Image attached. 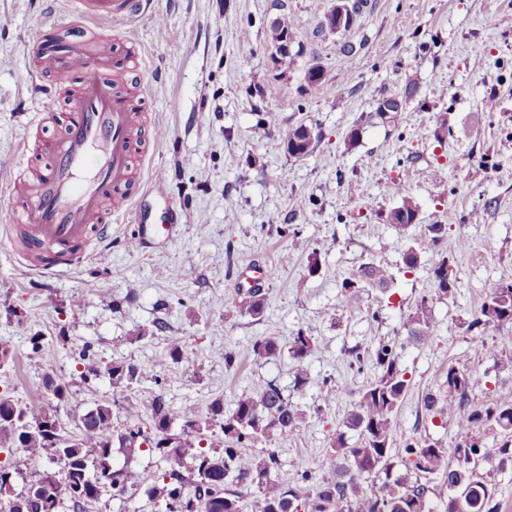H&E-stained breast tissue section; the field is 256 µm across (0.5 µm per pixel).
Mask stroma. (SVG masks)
Instances as JSON below:
<instances>
[{"label":"stroma","instance_id":"35a3bbf8","mask_svg":"<svg viewBox=\"0 0 512 512\" xmlns=\"http://www.w3.org/2000/svg\"><path fill=\"white\" fill-rule=\"evenodd\" d=\"M335 2L148 0L139 16L109 23L117 53L139 48L138 102L165 131L136 167L144 183L164 171L169 197L142 194L137 205L156 224L174 207L178 231L133 251L129 223H114L106 261L90 244L69 271L47 277L0 234V345L14 358L0 391L43 401L51 374L70 384L61 414L68 424L105 399L122 423L146 431L151 393L163 395L179 423L205 415L217 398L233 409L255 381L273 380L304 415L271 445L279 479L294 484L305 472L328 475L325 450L376 376L370 359L352 357L354 347L397 346L410 381L396 415L399 455L410 436L453 447L455 426L422 409L425 394L443 393L449 367L470 374L472 404L512 388V324L470 326L490 287L512 281V0H364L351 28L333 32L321 24ZM70 14V0H0V164L19 162L37 105L27 45L46 19L65 24ZM285 15L295 24L286 69L274 64L270 40ZM315 64L329 93L307 84ZM410 82L416 91L402 111L380 119L378 101L404 94ZM302 123L321 142L296 158L284 135ZM404 193L418 216L401 231L386 217ZM431 224L446 227L435 248L425 242ZM286 225L296 237L282 234ZM416 243L420 262L409 269L403 255ZM438 251L448 254L456 284L435 299L436 332L423 344L405 322L422 297H433ZM369 262L387 266L394 280L350 301L343 283ZM265 269L273 275L261 283L264 316L230 308L238 283ZM300 330L320 350L308 356V382L298 389L288 353L256 361L250 351L255 341L284 342ZM174 337L193 352L196 373L173 364L126 391L105 376L80 377L83 350L105 364L149 365ZM227 351L234 367L224 365Z\"/></svg>","mask_w":512,"mask_h":512}]
</instances>
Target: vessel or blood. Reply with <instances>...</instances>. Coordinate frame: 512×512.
<instances>
[{"mask_svg":"<svg viewBox=\"0 0 512 512\" xmlns=\"http://www.w3.org/2000/svg\"><path fill=\"white\" fill-rule=\"evenodd\" d=\"M145 0H74L67 47L55 51L47 36L56 29L47 24L46 34L33 41L29 51L36 60L31 82L37 83L42 105L28 123L40 129L64 91L73 99L58 137L26 140L22 152L47 155L48 164L25 175L16 173L5 192L11 202L10 224L22 225L25 255H36L38 269L45 274L60 272L73 257L74 249L89 240L105 242L112 237L114 218L134 212L139 192L168 198L163 176L141 185L131 173L133 153L148 154L153 145L145 135L148 127L143 109L118 92L112 71L125 67L115 59L111 35L89 32L88 22L121 20L142 9ZM93 34L95 56L86 53L84 38ZM51 84H41L44 74ZM174 224H147L136 216L130 240L143 246L150 240L172 237Z\"/></svg>","mask_w":512,"mask_h":512,"instance_id":"vessel-or-blood-1","label":"vessel or blood"}]
</instances>
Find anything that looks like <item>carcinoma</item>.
Returning <instances> with one entry per match:
<instances>
[{"label": "carcinoma", "mask_w": 512, "mask_h": 512, "mask_svg": "<svg viewBox=\"0 0 512 512\" xmlns=\"http://www.w3.org/2000/svg\"><path fill=\"white\" fill-rule=\"evenodd\" d=\"M294 21L287 16L271 27V42L283 36L293 37ZM302 125L288 129L286 145L298 138L294 157L307 156L320 143V135L297 137ZM401 203L387 215L388 223L401 229L415 223L418 207L413 198L400 193ZM434 297L421 298L408 316L409 336L420 342L432 339L433 298L452 292L455 281L448 257L438 256L432 264ZM393 276L388 267L371 262L360 279L348 280L344 288L350 300L360 299L368 286L387 288ZM243 315L259 320L266 311V296L260 288H249L233 301ZM512 323V282L496 283L480 306L471 326ZM314 337L301 331L288 340V353L294 363V386L307 383V357L318 351ZM281 351L275 338L256 342L251 351L254 360L270 359ZM367 354L377 377L363 392L342 423V430L326 449L325 460L336 467V475L311 482L304 472L307 489L279 480L274 451L261 448L248 453L245 446L270 444L292 432L302 414L273 380H260L253 390L243 393L234 409L224 412V402L215 399L202 417L186 419L179 431L171 428L166 402L161 394L144 401L150 410L153 436L141 429L122 427L114 416L113 405L98 400L82 418L79 432L71 435L61 424L55 425V440H50L47 423L56 411L43 402L21 403L8 393H0V453L17 449L29 459L47 458L59 464L48 468L15 492V476L0 466V512H16L14 503L46 501L43 512H84L85 505L99 500L103 493L123 497L144 493L161 512H242L244 492L259 493L258 512H432L437 499L439 512H448V502L462 501V512H500L495 482L484 464L488 453L478 444L489 433L501 437L496 448V470L512 469V390L500 392L487 406H475L469 400V374L448 367L444 382L446 395L428 394L424 408L442 424L457 429L454 448L448 450L428 437L404 441L406 471L394 469L393 445L396 441L395 415L408 390L406 371L401 369L395 347L379 341L363 351L352 350L356 359ZM195 369L191 351L174 338L165 353L152 365L114 361L108 366L112 386L129 389L152 380L170 364ZM357 436L348 442V433ZM209 446H204V443ZM156 453L165 464L162 469L142 470L112 463L114 450L134 457L142 447Z\"/></svg>", "instance_id": "1"}]
</instances>
